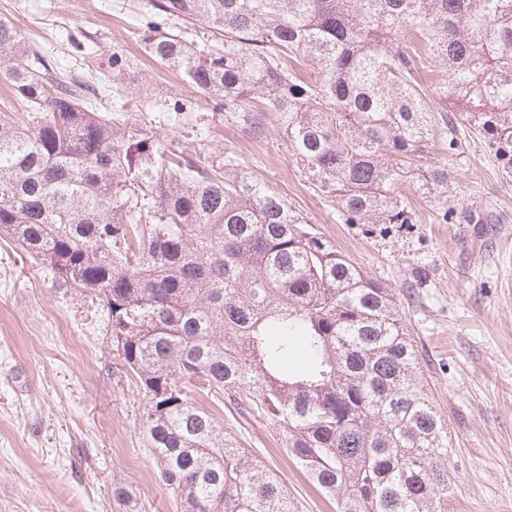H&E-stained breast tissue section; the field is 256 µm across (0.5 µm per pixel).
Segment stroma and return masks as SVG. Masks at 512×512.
<instances>
[{
	"label": "stroma",
	"instance_id": "35a3bbf8",
	"mask_svg": "<svg viewBox=\"0 0 512 512\" xmlns=\"http://www.w3.org/2000/svg\"><path fill=\"white\" fill-rule=\"evenodd\" d=\"M150 0H0L31 43L94 47L69 63L101 83L112 53L133 66L97 106L200 151L231 154L372 279L391 288L420 352L436 410L448 424V512H512V174L487 142L458 123L463 151L448 158L453 212L439 223L417 201L412 224H344L315 195L288 152L276 120L253 136L236 112L147 59L134 22ZM190 107L178 125L163 99ZM191 397L274 472L298 512H336L288 454L273 420L238 417L195 391ZM145 398L112 351L107 320L90 296L55 288L17 245L0 241V512H176L153 476L142 428ZM124 485L128 501L112 495Z\"/></svg>",
	"mask_w": 512,
	"mask_h": 512
}]
</instances>
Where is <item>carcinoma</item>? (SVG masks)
<instances>
[{
	"mask_svg": "<svg viewBox=\"0 0 512 512\" xmlns=\"http://www.w3.org/2000/svg\"><path fill=\"white\" fill-rule=\"evenodd\" d=\"M134 35L216 112L256 135L275 112L310 189L344 224H412L407 191L448 223L462 148L451 111L512 173V0H153ZM205 26L187 40L179 25ZM304 58L315 77L293 62ZM0 65L28 107L0 114V240L58 288L94 295L146 399L155 480L180 512H296L196 387L279 424L337 512H446L448 424L391 289L227 154L165 141L93 106L90 79L0 16ZM131 59L114 53L107 78ZM302 348V370L288 356ZM434 70L431 75H429L424 82V86L427 89V101L430 107L436 110H446L449 111V101L446 98L444 91V87L448 81V73L442 71V68L436 67L432 68Z\"/></svg>",
	"mask_w": 512,
	"mask_h": 512,
	"instance_id": "obj_1",
	"label": "carcinoma"
}]
</instances>
